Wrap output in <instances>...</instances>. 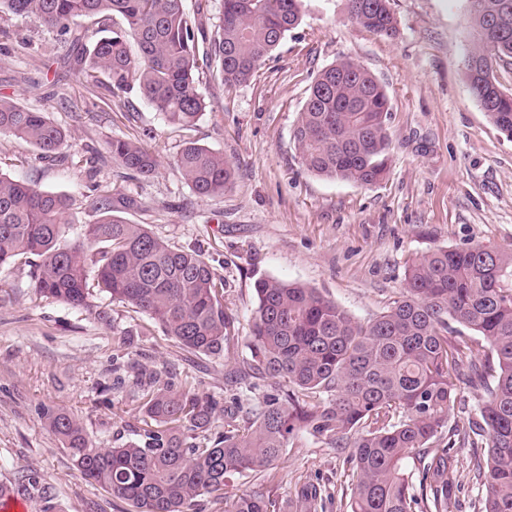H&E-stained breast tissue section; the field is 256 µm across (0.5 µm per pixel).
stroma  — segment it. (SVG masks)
I'll use <instances>...</instances> for the list:
<instances>
[{
  "label": "stroma",
  "mask_w": 512,
  "mask_h": 512,
  "mask_svg": "<svg viewBox=\"0 0 512 512\" xmlns=\"http://www.w3.org/2000/svg\"><path fill=\"white\" fill-rule=\"evenodd\" d=\"M399 34L387 39L351 23L346 0H305L300 24L248 84L228 88L201 76L206 110L191 128L169 125L149 103L131 106L84 82L69 44L34 19L0 17V97L46 112L67 134L60 158L41 159L29 143L0 135V172L71 198L73 230L94 223V186L141 200L127 213L171 245L200 251L224 277V308L238 339L223 358L179 348L149 317L115 303L109 321L40 297L29 269L0 270V481L34 468L55 490V512H119L85 480L61 440L36 412L46 405L77 414L92 439H132L143 415L115 367L167 365L175 383H192L225 400L224 375L250 355L249 324L261 276L298 282L360 320L401 293L408 264L430 248L512 245V139L471 96L465 58L472 44L470 0H391ZM349 59L372 72L391 104L387 178L373 186L307 173L292 131L316 73ZM115 137L142 139L156 154L151 177L125 176L113 164ZM194 140L233 162L223 197L197 196L175 159ZM132 331L135 345L112 344ZM110 383L111 404L100 387ZM451 512H478L477 463L488 450L455 445ZM346 451L306 433L261 476L236 478L229 493L266 484L279 512H298L308 483L326 499L318 512H346Z\"/></svg>",
  "instance_id": "stroma-1"
}]
</instances>
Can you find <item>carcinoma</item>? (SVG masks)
I'll list each match as a JSON object with an SVG mask.
<instances>
[{"label": "carcinoma", "mask_w": 512, "mask_h": 512, "mask_svg": "<svg viewBox=\"0 0 512 512\" xmlns=\"http://www.w3.org/2000/svg\"><path fill=\"white\" fill-rule=\"evenodd\" d=\"M210 39L199 38L183 0H0V13L29 15L57 29L78 50L80 74L112 95L135 92L171 125L205 111L196 77L232 88L249 83L302 17L303 0H216ZM473 44L465 63L469 90L492 122L512 134V91L500 62L512 58V0H471ZM348 18L394 38L390 0H347ZM88 18L102 35L71 27ZM135 40L140 55L132 57ZM390 100L362 65L321 69L298 113L293 140L305 170L371 186L388 172ZM0 134L57 158L67 134L44 112L0 98ZM112 162L128 174L154 175L156 155L141 141L115 138ZM176 166L200 197L222 196L235 169L224 155L186 144ZM98 214L67 239L69 198L0 173V269L30 268L37 294L110 319L109 304L150 316L180 348L224 357L234 319L224 309V276L196 250L175 247L145 224L122 217L136 198L96 187ZM248 334L250 359L227 377L229 405L193 386L177 388L166 367L132 379L144 415L139 438L102 447L75 413L42 406L38 414L69 450L75 467L123 512H200L227 482L260 474L298 432L348 450V512H449L456 465L448 417L461 384H479L477 418L454 432L486 441L488 471L481 512H512V247H437L412 261L400 296L361 322L316 289L260 277ZM461 326L471 335L455 329ZM253 379L270 390L246 406L238 390ZM419 462L417 471L409 460ZM9 491L54 512L53 487L29 469ZM258 486L225 501V512H272Z\"/></svg>", "instance_id": "obj_1"}]
</instances>
